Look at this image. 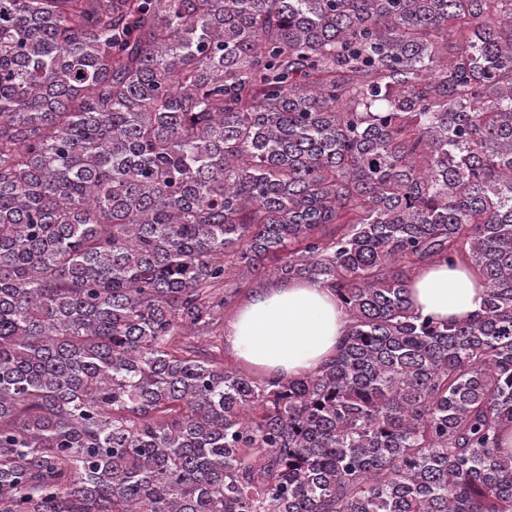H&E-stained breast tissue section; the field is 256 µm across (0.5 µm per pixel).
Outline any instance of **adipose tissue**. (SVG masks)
<instances>
[{"mask_svg": "<svg viewBox=\"0 0 512 512\" xmlns=\"http://www.w3.org/2000/svg\"><path fill=\"white\" fill-rule=\"evenodd\" d=\"M422 316L457 319L484 300L479 279L464 265L433 262L410 284ZM348 321L333 288L313 280H284L254 289L224 331L227 350L268 379L298 378L330 362L344 341Z\"/></svg>", "mask_w": 512, "mask_h": 512, "instance_id": "obj_1", "label": "adipose tissue"}]
</instances>
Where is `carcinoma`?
<instances>
[{
    "mask_svg": "<svg viewBox=\"0 0 512 512\" xmlns=\"http://www.w3.org/2000/svg\"><path fill=\"white\" fill-rule=\"evenodd\" d=\"M285 279L336 357L226 366ZM507 431L512 0H0V512H512ZM479 279L464 265L432 262L410 284L414 309L434 320L457 319L477 312L484 300ZM235 306L224 316V364L238 367L236 358L268 379L314 372L333 360L348 330L335 290L319 281L275 282L255 288L233 316Z\"/></svg>",
    "mask_w": 512,
    "mask_h": 512,
    "instance_id": "1",
    "label": "carcinoma"
}]
</instances>
